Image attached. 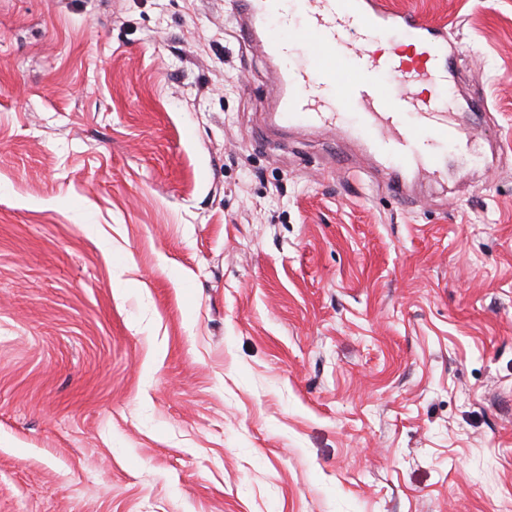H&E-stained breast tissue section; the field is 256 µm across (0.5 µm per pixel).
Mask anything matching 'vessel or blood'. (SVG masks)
Here are the masks:
<instances>
[{"label": "vessel or blood", "instance_id": "vessel-or-blood-1", "mask_svg": "<svg viewBox=\"0 0 512 512\" xmlns=\"http://www.w3.org/2000/svg\"><path fill=\"white\" fill-rule=\"evenodd\" d=\"M240 30L271 62V110L280 126L348 132L396 170L389 185L405 195L402 172L443 173L442 149L465 129L437 104L460 50L447 25L380 0H235Z\"/></svg>", "mask_w": 512, "mask_h": 512}]
</instances>
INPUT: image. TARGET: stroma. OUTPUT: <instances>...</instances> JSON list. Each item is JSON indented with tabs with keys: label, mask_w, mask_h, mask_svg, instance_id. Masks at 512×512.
<instances>
[{
	"label": "stroma",
	"mask_w": 512,
	"mask_h": 512,
	"mask_svg": "<svg viewBox=\"0 0 512 512\" xmlns=\"http://www.w3.org/2000/svg\"><path fill=\"white\" fill-rule=\"evenodd\" d=\"M406 199L275 129L232 0H0V512H512V0Z\"/></svg>",
	"instance_id": "stroma-1"
}]
</instances>
